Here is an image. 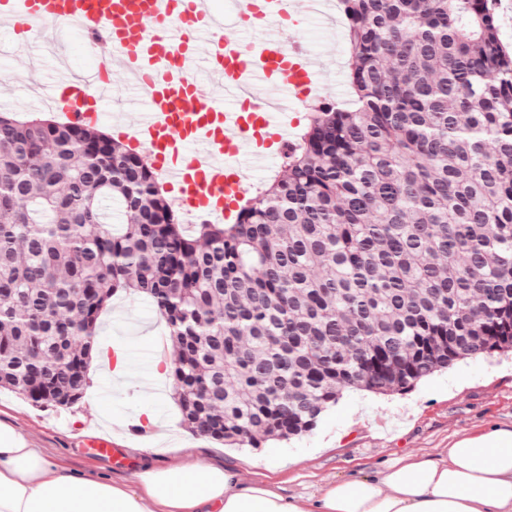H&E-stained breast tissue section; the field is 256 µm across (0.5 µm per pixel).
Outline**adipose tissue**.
<instances>
[{"mask_svg":"<svg viewBox=\"0 0 512 512\" xmlns=\"http://www.w3.org/2000/svg\"><path fill=\"white\" fill-rule=\"evenodd\" d=\"M0 512H512V429L492 425L439 455L286 497L197 462L146 471L135 488L72 473L0 422Z\"/></svg>","mask_w":512,"mask_h":512,"instance_id":"1","label":"adipose tissue"}]
</instances>
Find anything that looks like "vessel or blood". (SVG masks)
Here are the masks:
<instances>
[{"instance_id":"vessel-or-blood-1","label":"vessel or blood","mask_w":512,"mask_h":512,"mask_svg":"<svg viewBox=\"0 0 512 512\" xmlns=\"http://www.w3.org/2000/svg\"><path fill=\"white\" fill-rule=\"evenodd\" d=\"M314 16L336 23L335 0H236L235 17L210 0H0V24L18 39L58 27L83 38L94 66H61L51 103L73 125L107 120L119 136L143 147L177 202L209 222L232 219L248 193L251 162L284 154L297 124L292 108L327 92L320 62L287 22ZM257 35L244 44L240 31ZM123 72L147 110L128 125L112 102ZM217 77L219 92L200 95L199 75ZM286 97L265 95V87Z\"/></svg>"}]
</instances>
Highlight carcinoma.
<instances>
[{"instance_id": "cac0c4a2", "label": "carcinoma", "mask_w": 512, "mask_h": 512, "mask_svg": "<svg viewBox=\"0 0 512 512\" xmlns=\"http://www.w3.org/2000/svg\"><path fill=\"white\" fill-rule=\"evenodd\" d=\"M342 2L352 98L231 224L182 223L101 131L0 113V389L77 405L119 292L167 325L184 426L238 448L313 430L346 388L512 353V54L489 0Z\"/></svg>"}]
</instances>
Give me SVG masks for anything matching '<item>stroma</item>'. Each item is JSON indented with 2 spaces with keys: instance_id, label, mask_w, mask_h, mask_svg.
<instances>
[{
  "instance_id": "1",
  "label": "stroma",
  "mask_w": 512,
  "mask_h": 512,
  "mask_svg": "<svg viewBox=\"0 0 512 512\" xmlns=\"http://www.w3.org/2000/svg\"><path fill=\"white\" fill-rule=\"evenodd\" d=\"M287 33L316 56L335 60V68L324 71L322 78L332 88V102L348 99L350 48L343 28L331 30L313 18L290 25ZM63 62L73 70H87L92 52L78 41L58 40L52 29L17 43L0 27V70L14 87L10 98L0 99V112L20 119L54 116L45 90ZM98 334L101 346L123 353V383H113L102 368H91L90 387L71 409L37 407L4 389L0 422L14 426L68 471L94 473L117 483L133 486L145 469L192 460L231 471L241 485L268 477L285 495H308L327 481L367 476L402 457L438 454L454 437L489 424L512 428L509 354L460 361L403 394L347 389L302 437L259 448H220L184 427L171 397L172 379L160 381L155 391L140 385L144 353L171 345L149 299L115 296L100 318ZM147 411L155 413V426L138 427V416ZM104 433L112 441L108 459L84 448Z\"/></svg>"
}]
</instances>
